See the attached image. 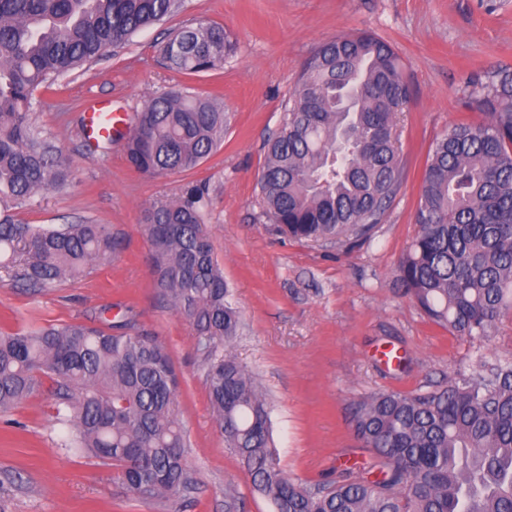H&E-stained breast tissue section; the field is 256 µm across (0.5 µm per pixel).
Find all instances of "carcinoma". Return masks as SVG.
<instances>
[{"instance_id": "1", "label": "carcinoma", "mask_w": 512, "mask_h": 512, "mask_svg": "<svg viewBox=\"0 0 512 512\" xmlns=\"http://www.w3.org/2000/svg\"><path fill=\"white\" fill-rule=\"evenodd\" d=\"M182 0H0V282L42 293L90 272L119 249L105 224H20L9 211L69 177L60 146L32 118L33 92L81 69ZM236 42L213 23L175 31L161 47L170 68L212 69ZM410 98L400 58L370 33L339 35L311 55L265 145L259 205L292 239L363 237L381 223L403 178L398 112ZM483 115L436 139L414 213L416 237L398 267L401 288L437 325L491 335L512 308V70L473 82ZM211 98L180 90L128 117L126 159L151 176L191 170L224 139ZM200 183L145 208L157 288L196 330L213 419L274 512H512V364L460 375L417 394L370 395L351 422L372 451L373 480L355 468L302 486L280 468L266 394L229 349L240 316L214 259ZM127 316L106 332L84 322L0 332V414L56 389L71 425L64 447L106 462L142 501L192 489L176 409L179 374L158 340L132 334Z\"/></svg>"}]
</instances>
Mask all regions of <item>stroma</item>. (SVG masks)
Wrapping results in <instances>:
<instances>
[{"label": "stroma", "mask_w": 512, "mask_h": 512, "mask_svg": "<svg viewBox=\"0 0 512 512\" xmlns=\"http://www.w3.org/2000/svg\"><path fill=\"white\" fill-rule=\"evenodd\" d=\"M223 25L235 53L214 69L185 74L163 60L169 33L198 23ZM368 31L400 56L411 95L399 116L403 183L366 241L312 243L277 233L258 203L263 144L280 127L305 61L323 42ZM512 67V0H183L167 21L35 93L36 122L68 157L64 190L17 210L27 224L109 225L122 250L91 273L30 294L0 285V331L72 321L110 327L122 315L169 350L180 376L177 412L195 485L155 501L131 498L116 470L61 447L53 387L0 416V512H273L225 448L210 408L191 324L162 301L141 224L153 202L210 188L207 229L241 327L231 351L267 393L277 460L292 480L336 479L371 461L351 427L362 398L447 386L483 363L512 361V311L491 336L473 341L429 320L397 283L416 232L422 172L434 140L460 122L480 120L471 83ZM219 99L224 142L194 169L149 176L131 168L123 142L92 143L84 115L93 100L131 114L170 89ZM398 350L401 366L375 353Z\"/></svg>", "instance_id": "stroma-1"}]
</instances>
